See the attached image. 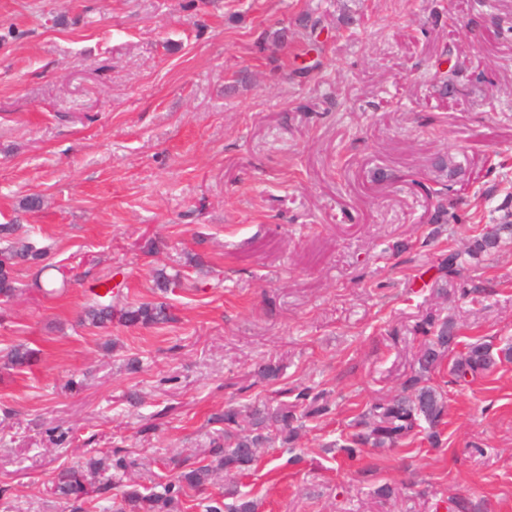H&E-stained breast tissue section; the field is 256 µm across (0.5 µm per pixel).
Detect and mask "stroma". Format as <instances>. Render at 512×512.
<instances>
[{
  "instance_id": "obj_1",
  "label": "stroma",
  "mask_w": 512,
  "mask_h": 512,
  "mask_svg": "<svg viewBox=\"0 0 512 512\" xmlns=\"http://www.w3.org/2000/svg\"><path fill=\"white\" fill-rule=\"evenodd\" d=\"M475 219L512 222V0H0V224L66 279L46 296L19 264L0 303V353L36 352L0 366V512H71L53 478L91 458L134 459L147 486L170 457L203 461L225 406L270 397L263 358L332 410L301 462L268 448L239 479L259 512H512V362L462 386L433 373L439 447L368 451L369 476L333 447L400 391L426 315L512 343V240L436 278ZM161 268L181 276L171 322L78 325L93 279L122 271L137 303ZM385 482L397 501L372 496ZM465 264L466 261L463 259L461 252L448 249V255L442 258L436 266L437 277L449 282L461 275ZM36 352L28 346L19 344L13 346L5 355V365L9 369L24 371L36 360Z\"/></svg>"
}]
</instances>
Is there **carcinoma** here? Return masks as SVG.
<instances>
[{"label": "carcinoma", "instance_id": "carcinoma-1", "mask_svg": "<svg viewBox=\"0 0 512 512\" xmlns=\"http://www.w3.org/2000/svg\"><path fill=\"white\" fill-rule=\"evenodd\" d=\"M19 225L1 224L0 242V301L7 303L18 293L15 265L20 261L34 264L42 260L43 253L31 241L17 235ZM473 243L468 255L474 257L498 246L505 235L512 236V224H498L495 231L486 234L480 225H474ZM466 261L462 253L448 249V255L436 266L438 277L449 282L461 275ZM91 295L80 317L81 324L105 327L116 321L126 327L151 328L168 323L171 313L163 301L126 303L117 307L101 301L102 295L89 289ZM423 342L416 352L412 371L402 383L400 393L380 398L358 415L352 431L346 434L341 447L349 461L360 459L368 448L395 449L424 432L431 445L440 442V430L446 424L447 402L438 385L431 383V375L444 357H451L450 373L458 382L489 372L499 363L512 362V343L500 347L479 339L464 344L453 341L455 327L448 319L429 315L421 325ZM36 351L26 345L13 346L5 355V365L17 371L29 368L35 361ZM282 366L271 360L257 366L256 374L268 381L279 379ZM281 394L294 395L291 401L277 405L258 401L242 410L227 406L215 421L224 425L209 442L206 454L212 457L206 465L188 464L171 459L169 481L163 491H150L133 480L123 485L112 512H179L181 490L187 488L202 492L214 483L219 474L235 480L249 474L259 459V449L269 448L280 438L286 444L295 442L303 427V420L316 418L328 412L326 392L303 388L299 391L284 389ZM106 470L102 459L91 460L87 466H71L60 471L54 481V493L72 503L82 504L92 494H103L111 485H95L94 478ZM225 495L233 498L230 504L216 502L206 506V512H257V503L237 486L225 488Z\"/></svg>", "mask_w": 512, "mask_h": 512}]
</instances>
